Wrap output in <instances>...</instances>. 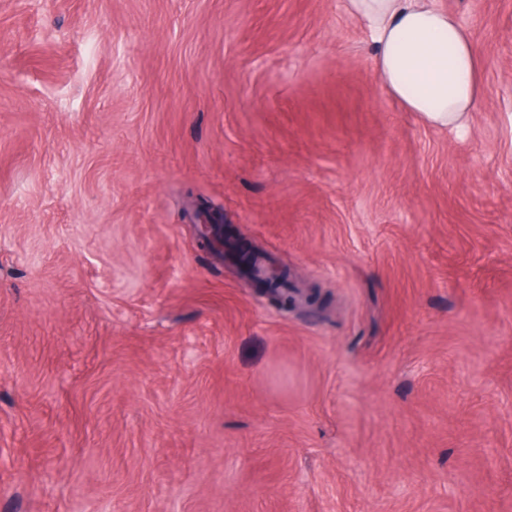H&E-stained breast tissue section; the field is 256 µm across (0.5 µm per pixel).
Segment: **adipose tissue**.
<instances>
[{
  "mask_svg": "<svg viewBox=\"0 0 512 512\" xmlns=\"http://www.w3.org/2000/svg\"><path fill=\"white\" fill-rule=\"evenodd\" d=\"M373 34L382 86L420 119L466 128L484 95V61L465 26L433 0H348Z\"/></svg>",
  "mask_w": 512,
  "mask_h": 512,
  "instance_id": "1",
  "label": "adipose tissue"
}]
</instances>
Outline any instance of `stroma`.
I'll return each mask as SVG.
<instances>
[{
	"mask_svg": "<svg viewBox=\"0 0 512 512\" xmlns=\"http://www.w3.org/2000/svg\"><path fill=\"white\" fill-rule=\"evenodd\" d=\"M435 3L464 131L347 0H0V512H512V0ZM373 34L382 86L409 112L464 129L484 95V61L457 16L432 0H348Z\"/></svg>",
	"mask_w": 512,
	"mask_h": 512,
	"instance_id": "1",
	"label": "stroma"
}]
</instances>
